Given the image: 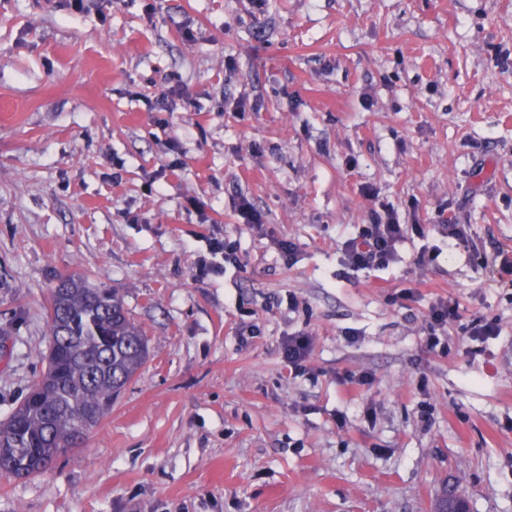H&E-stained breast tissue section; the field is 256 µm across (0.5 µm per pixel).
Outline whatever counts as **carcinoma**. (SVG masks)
Instances as JSON below:
<instances>
[{
    "label": "carcinoma",
    "instance_id": "carcinoma-1",
    "mask_svg": "<svg viewBox=\"0 0 512 512\" xmlns=\"http://www.w3.org/2000/svg\"><path fill=\"white\" fill-rule=\"evenodd\" d=\"M48 314L50 344L37 398L23 400L0 422V473L15 478L44 471L73 441L86 440L149 356L119 293L81 274L59 279Z\"/></svg>",
    "mask_w": 512,
    "mask_h": 512
}]
</instances>
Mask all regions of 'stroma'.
Returning <instances> with one entry per match:
<instances>
[{
    "label": "stroma",
    "instance_id": "35a3bbf8",
    "mask_svg": "<svg viewBox=\"0 0 512 512\" xmlns=\"http://www.w3.org/2000/svg\"><path fill=\"white\" fill-rule=\"evenodd\" d=\"M383 205L423 235L350 268ZM214 233L233 253L194 278ZM506 258L512 0H0V421L44 369L60 277L118 290L149 347L85 443L0 474V512H512ZM477 316L498 335L472 340ZM458 318V308L455 302L449 300H440L431 308L428 321V336H426L425 345L429 350L435 351L438 346L445 344L441 342V337L437 331L444 329L448 322L455 321ZM312 347V337L308 333L300 332L294 336H288L282 345V355L288 363V368L295 373L305 371V363L311 355Z\"/></svg>",
    "mask_w": 512,
    "mask_h": 512
}]
</instances>
